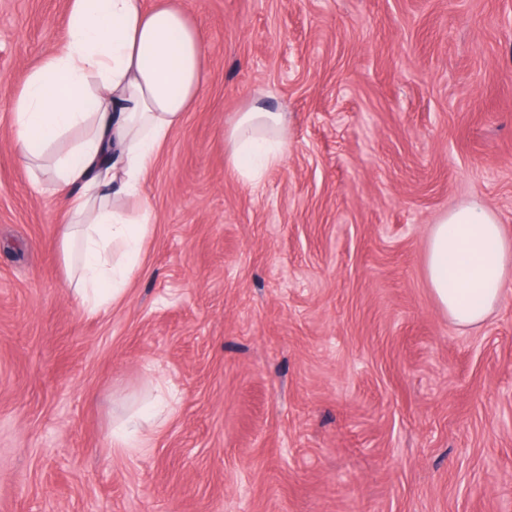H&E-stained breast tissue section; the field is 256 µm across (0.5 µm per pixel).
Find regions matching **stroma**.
I'll list each match as a JSON object with an SVG mask.
<instances>
[{
  "label": "stroma",
  "mask_w": 512,
  "mask_h": 512,
  "mask_svg": "<svg viewBox=\"0 0 512 512\" xmlns=\"http://www.w3.org/2000/svg\"><path fill=\"white\" fill-rule=\"evenodd\" d=\"M175 2L206 80L90 316L10 130L69 0H0V512H512V279L465 328L426 273L470 198L512 241V0ZM256 102L288 151L254 188L224 133ZM161 392L145 446L112 447Z\"/></svg>",
  "instance_id": "obj_1"
}]
</instances>
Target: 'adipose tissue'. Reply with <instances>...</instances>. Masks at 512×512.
Returning a JSON list of instances; mask_svg holds the SVG:
<instances>
[{"mask_svg":"<svg viewBox=\"0 0 512 512\" xmlns=\"http://www.w3.org/2000/svg\"><path fill=\"white\" fill-rule=\"evenodd\" d=\"M197 29L170 0H69L64 46L12 92L13 146L36 190L62 196L60 250L80 305L96 316L120 300L154 222L143 186L158 152L205 81ZM286 113L254 104L225 137V165L251 186L287 153ZM432 291L457 325L481 324L504 299L512 242L479 199L433 225Z\"/></svg>","mask_w":512,"mask_h":512,"instance_id":"1","label":"adipose tissue"}]
</instances>
